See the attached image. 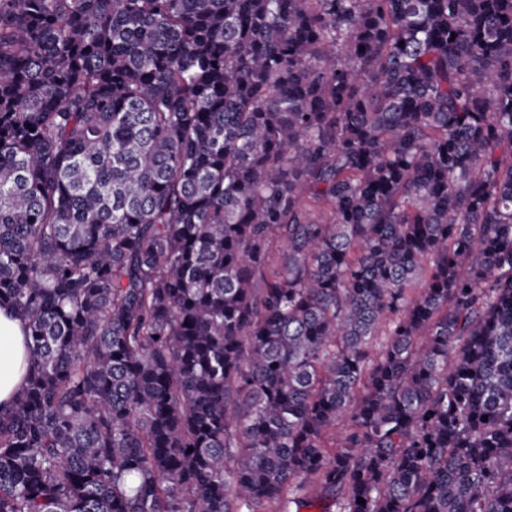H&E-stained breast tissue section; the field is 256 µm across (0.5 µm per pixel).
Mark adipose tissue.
<instances>
[{"label": "adipose tissue", "instance_id": "obj_1", "mask_svg": "<svg viewBox=\"0 0 512 512\" xmlns=\"http://www.w3.org/2000/svg\"><path fill=\"white\" fill-rule=\"evenodd\" d=\"M28 367L24 322L6 308H0V404L9 405L21 388Z\"/></svg>", "mask_w": 512, "mask_h": 512}]
</instances>
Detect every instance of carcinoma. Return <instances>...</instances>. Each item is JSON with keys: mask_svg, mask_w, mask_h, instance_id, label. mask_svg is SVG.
I'll use <instances>...</instances> for the list:
<instances>
[{"mask_svg": "<svg viewBox=\"0 0 512 512\" xmlns=\"http://www.w3.org/2000/svg\"><path fill=\"white\" fill-rule=\"evenodd\" d=\"M0 306V512H512V0H0ZM28 367L24 322L6 308H0V404L8 406L21 388Z\"/></svg>", "mask_w": 512, "mask_h": 512, "instance_id": "carcinoma-1", "label": "carcinoma"}]
</instances>
